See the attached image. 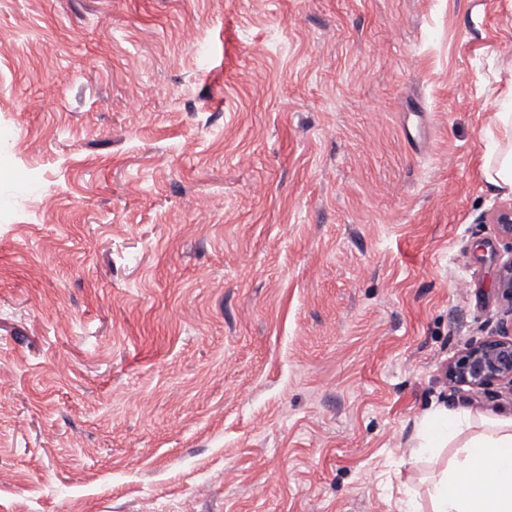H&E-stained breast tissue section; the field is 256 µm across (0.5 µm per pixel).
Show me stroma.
Returning a JSON list of instances; mask_svg holds the SVG:
<instances>
[{"instance_id": "stroma-1", "label": "stroma", "mask_w": 512, "mask_h": 512, "mask_svg": "<svg viewBox=\"0 0 512 512\" xmlns=\"http://www.w3.org/2000/svg\"><path fill=\"white\" fill-rule=\"evenodd\" d=\"M512 0H0V512H399L505 316ZM502 124V140L496 149L485 157L483 173L486 182L493 188L512 193V113L498 112ZM471 426L468 412L449 413L442 407L429 411L420 424L415 454L439 459L448 444Z\"/></svg>"}]
</instances>
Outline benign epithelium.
I'll use <instances>...</instances> for the list:
<instances>
[{
    "label": "benign epithelium",
    "mask_w": 512,
    "mask_h": 512,
    "mask_svg": "<svg viewBox=\"0 0 512 512\" xmlns=\"http://www.w3.org/2000/svg\"><path fill=\"white\" fill-rule=\"evenodd\" d=\"M503 238L512 241V210L505 208L495 217ZM498 293L512 314V256L499 267ZM448 382L472 390H485L495 384L512 388V317L502 324L500 332L476 341L448 361Z\"/></svg>",
    "instance_id": "benign-epithelium-1"
}]
</instances>
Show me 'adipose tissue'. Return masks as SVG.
<instances>
[{
    "label": "adipose tissue",
    "mask_w": 512,
    "mask_h": 512,
    "mask_svg": "<svg viewBox=\"0 0 512 512\" xmlns=\"http://www.w3.org/2000/svg\"><path fill=\"white\" fill-rule=\"evenodd\" d=\"M501 141L485 157L483 173L494 189L512 193V113H499ZM471 416L438 407L423 418L414 452L441 458L451 442L459 448L428 487L431 512H512V417L484 421L470 434Z\"/></svg>",
    "instance_id": "obj_1"
}]
</instances>
